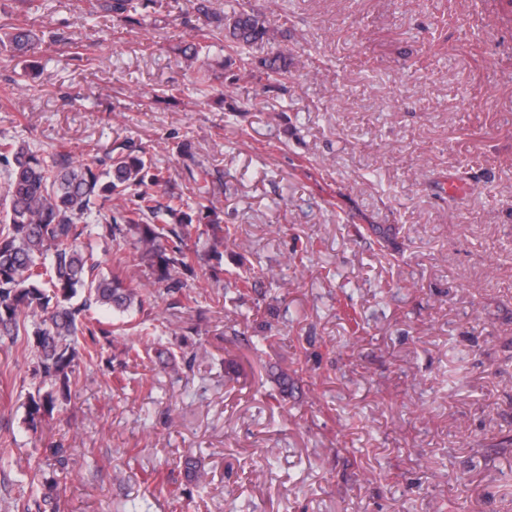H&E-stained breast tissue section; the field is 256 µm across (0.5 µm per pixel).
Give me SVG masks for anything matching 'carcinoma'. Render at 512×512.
<instances>
[{
	"label": "carcinoma",
	"mask_w": 512,
	"mask_h": 512,
	"mask_svg": "<svg viewBox=\"0 0 512 512\" xmlns=\"http://www.w3.org/2000/svg\"><path fill=\"white\" fill-rule=\"evenodd\" d=\"M98 7L129 26L140 24L139 10L163 7L159 0H102ZM196 12L205 24L180 46L177 54L194 71L203 91L213 87L212 74L202 64L224 41V65L244 75L282 85L293 77V62L284 54L255 59L247 49L270 40L265 12L242 5L232 14L199 0ZM38 34L23 24L0 30V50L31 56ZM0 170L6 175L0 205V342L14 343L24 335L23 350L34 361V392L27 402L28 424L50 420L59 401L80 382L79 361L103 358L99 337L112 327L97 317L106 308L124 314L143 308L145 299L126 273L145 269L154 291L174 296L173 304L194 302L186 291L185 275L201 262L215 261L210 278L222 282L224 243L230 226L208 191L199 192L195 205L181 195L158 190L169 186V169L152 166L145 155L108 151L90 161L68 163L56 147L32 148L13 139L0 141ZM96 216L102 224H89ZM109 238L122 245L98 251L94 240ZM109 272H101L102 266ZM186 484L201 486L199 462L187 456L179 462ZM29 486L39 485L41 499L20 496L19 512H60L57 482L42 477L39 465Z\"/></svg>",
	"instance_id": "obj_1"
}]
</instances>
